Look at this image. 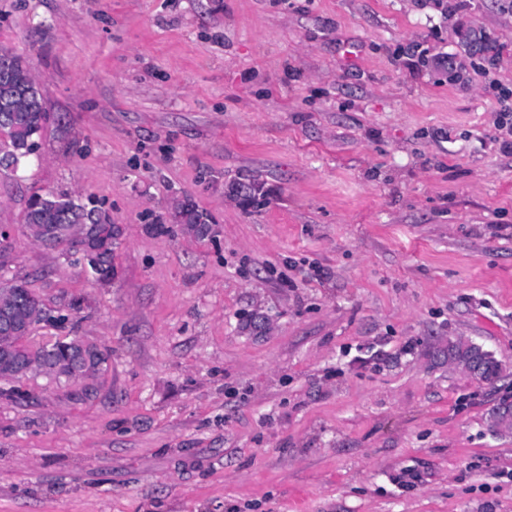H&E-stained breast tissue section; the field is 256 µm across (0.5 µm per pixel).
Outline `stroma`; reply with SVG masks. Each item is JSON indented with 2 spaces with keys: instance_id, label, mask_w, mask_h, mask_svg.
Instances as JSON below:
<instances>
[{
  "instance_id": "1",
  "label": "stroma",
  "mask_w": 512,
  "mask_h": 512,
  "mask_svg": "<svg viewBox=\"0 0 512 512\" xmlns=\"http://www.w3.org/2000/svg\"><path fill=\"white\" fill-rule=\"evenodd\" d=\"M0 45L51 115L0 273L69 317L32 345L112 352L0 398V512H512L507 0H0ZM49 191L122 227L111 283L29 237ZM186 200L214 234L149 231Z\"/></svg>"
}]
</instances>
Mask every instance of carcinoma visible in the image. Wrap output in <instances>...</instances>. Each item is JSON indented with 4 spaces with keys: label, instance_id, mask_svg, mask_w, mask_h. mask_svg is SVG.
Returning <instances> with one entry per match:
<instances>
[{
    "label": "carcinoma",
    "instance_id": "obj_1",
    "mask_svg": "<svg viewBox=\"0 0 512 512\" xmlns=\"http://www.w3.org/2000/svg\"><path fill=\"white\" fill-rule=\"evenodd\" d=\"M50 120L43 93L24 56L0 47V171L15 172L34 154ZM56 207L28 203L24 221L34 241L45 245L40 229L47 224L66 227L90 226L89 240L101 263L113 266L121 236L119 225L108 216L87 208L68 193L56 194ZM172 223L205 236L212 231L207 215L193 203L180 204L171 216ZM0 379L20 381L34 375L50 379L75 380L94 377L108 369L111 354L87 341L67 336L61 342L36 349L26 337L12 334L13 327L33 328L54 322L53 310L23 281H0Z\"/></svg>",
    "mask_w": 512,
    "mask_h": 512
}]
</instances>
